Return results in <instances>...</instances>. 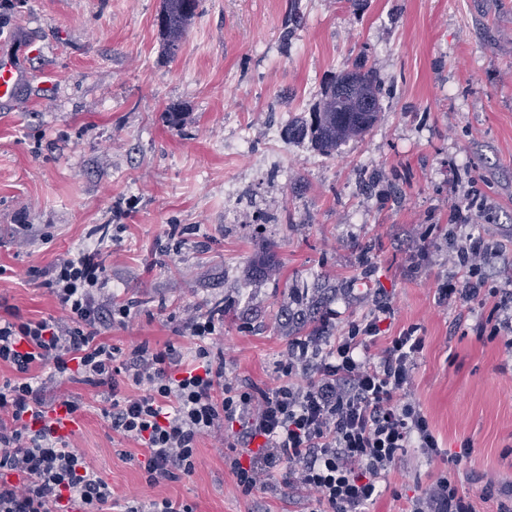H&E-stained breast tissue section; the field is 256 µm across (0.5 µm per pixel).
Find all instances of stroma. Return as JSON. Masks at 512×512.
<instances>
[{
    "instance_id": "stroma-1",
    "label": "stroma",
    "mask_w": 512,
    "mask_h": 512,
    "mask_svg": "<svg viewBox=\"0 0 512 512\" xmlns=\"http://www.w3.org/2000/svg\"><path fill=\"white\" fill-rule=\"evenodd\" d=\"M160 7L0 0V58L20 74L13 99L0 102V316L59 315L28 269L94 252L108 293L132 312L105 326L102 341L125 353L171 342L189 357L197 340L185 314L218 313L213 357L226 377L263 388L300 313L335 311L326 348L383 291L394 307L384 335L417 324L426 338L411 397L441 452L405 449L365 512H404L451 468L478 512H497L498 496L483 487L488 474L512 482V358L472 334L479 302L441 306L435 294L452 272V232L496 246L490 273L512 290V0H203L172 57ZM353 65L384 88L363 138L328 158L305 142L268 144L267 126L309 116ZM169 108L183 112L181 127L166 123ZM473 184L493 208L453 227L451 211L466 208ZM426 224L435 230L424 239ZM418 248L429 261L407 273L403 257ZM58 389L85 403L68 438L118 504L311 508L281 469L241 494L209 437L192 474L147 487L143 448L112 431L103 402L81 384Z\"/></svg>"
}]
</instances>
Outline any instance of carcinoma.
<instances>
[{
    "label": "carcinoma",
    "instance_id": "obj_1",
    "mask_svg": "<svg viewBox=\"0 0 512 512\" xmlns=\"http://www.w3.org/2000/svg\"><path fill=\"white\" fill-rule=\"evenodd\" d=\"M202 0H161L157 25L165 51L174 56L179 51L184 34L191 21L199 14ZM349 81L370 99L368 110L355 106L354 100L338 93L339 86ZM381 88L370 71H348L338 75L325 88L310 113L288 123L284 131L287 140L310 141L320 153L330 156L343 143L362 136L382 111Z\"/></svg>",
    "mask_w": 512,
    "mask_h": 512
}]
</instances>
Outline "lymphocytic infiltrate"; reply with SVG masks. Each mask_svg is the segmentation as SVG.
Returning a JSON list of instances; mask_svg holds the SVG:
<instances>
[{
  "mask_svg": "<svg viewBox=\"0 0 512 512\" xmlns=\"http://www.w3.org/2000/svg\"><path fill=\"white\" fill-rule=\"evenodd\" d=\"M496 255L480 238L452 243L448 263L459 276L438 283L442 303L493 298L475 323L479 340L498 341L512 352V292L494 284ZM56 298L61 314L38 320L19 311L0 318V512H112V490L84 453L58 434L51 415L81 414V399L56 393L64 378L96 390L108 408L114 432L145 450L140 467L148 486L178 479L195 468L198 443L223 439L224 429L245 428L243 447L258 445L255 458L233 457L230 466L243 495L285 469L288 483L312 498V512H363L382 494L381 484L399 455L417 445L429 456L439 442L419 406L410 399L413 373L425 339L410 327L389 337L378 360L364 357L394 310L384 294L365 318L350 322L330 350L296 338L276 366L275 382L260 389L224 376L208 344L213 315H188L184 327L198 344L191 362L173 343H149L129 353L101 341L106 323L126 321L127 305L102 303L106 268L83 253L58 259L47 269L30 268ZM313 370L303 386L296 375ZM138 387L135 395L126 386ZM222 398H214L216 386ZM408 512H477L458 486L455 471L441 475Z\"/></svg>",
  "mask_w": 512,
  "mask_h": 512,
  "instance_id": "f902f5d3",
  "label": "lymphocytic infiltrate"
}]
</instances>
